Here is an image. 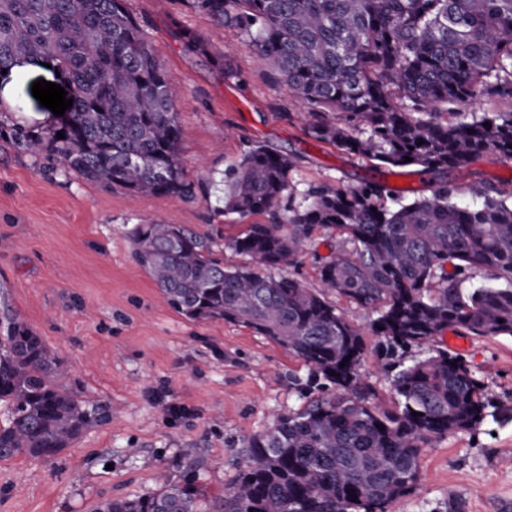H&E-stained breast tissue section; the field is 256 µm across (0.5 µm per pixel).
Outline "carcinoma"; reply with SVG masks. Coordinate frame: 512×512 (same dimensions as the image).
<instances>
[{"instance_id":"cac0c4a2","label":"carcinoma","mask_w":512,"mask_h":512,"mask_svg":"<svg viewBox=\"0 0 512 512\" xmlns=\"http://www.w3.org/2000/svg\"><path fill=\"white\" fill-rule=\"evenodd\" d=\"M188 2L236 28L294 97L342 115L312 123L316 139L381 165L418 166L432 190L407 202L377 182L321 184L296 204L290 157L256 145L231 168L224 194L225 211L268 216L227 242L251 264L224 266L178 224L134 225L133 258L174 311L244 325L308 373L294 379L302 405L244 441L245 469L209 508L186 477L92 512H388L415 488L423 448L476 427L492 406L469 362L435 341L450 329L512 337V189L451 178L481 154L512 162V112L448 118L478 96L512 99V0ZM17 58L54 63L73 105L45 132L0 121V139L105 189L194 197L176 92L126 0H0V79ZM464 191L472 204L456 202ZM319 228L343 236L320 279L376 314L367 331L283 272ZM478 274L493 284L463 291ZM369 335L392 372L390 406L359 377ZM423 345L427 354L406 363ZM66 374L42 337L1 306L0 459H51L112 419L109 405L66 387Z\"/></svg>"}]
</instances>
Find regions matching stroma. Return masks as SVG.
<instances>
[{
  "instance_id": "35a3bbf8",
  "label": "stroma",
  "mask_w": 512,
  "mask_h": 512,
  "mask_svg": "<svg viewBox=\"0 0 512 512\" xmlns=\"http://www.w3.org/2000/svg\"><path fill=\"white\" fill-rule=\"evenodd\" d=\"M178 97L181 153L194 199L104 189L0 139V295L69 367L67 385L107 402L111 422L92 427L49 461L0 459V512H91L106 498H136L193 472L206 496L222 495L246 463L243 442L297 408L293 377L308 369L251 329L192 321L174 311L132 258L128 231L152 221L210 240L225 266L246 264L225 245L246 228L222 213L225 174L256 144L293 155L289 191L365 180L406 200L428 194L415 167L373 166L313 139L309 106L237 31L188 0H127ZM205 43L184 46L183 32ZM53 69L25 63L0 81V118L47 130L57 121L31 93ZM317 230L290 275L322 289L318 267L336 248ZM443 345L488 385L494 415L433 441L420 480L388 512H512V337L446 332Z\"/></svg>"
}]
</instances>
